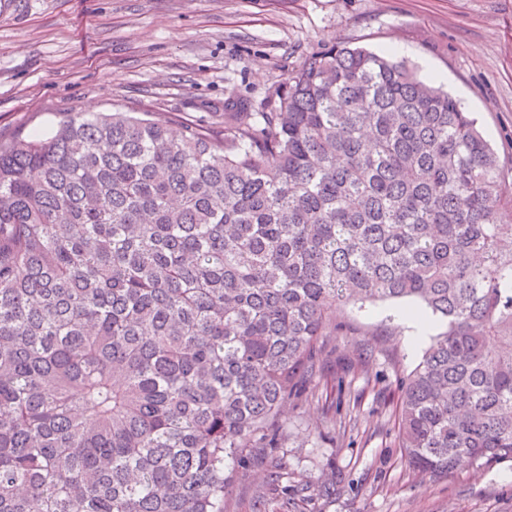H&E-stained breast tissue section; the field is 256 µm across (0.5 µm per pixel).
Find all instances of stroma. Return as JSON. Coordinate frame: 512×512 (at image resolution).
I'll return each instance as SVG.
<instances>
[{"label": "stroma", "mask_w": 512, "mask_h": 512, "mask_svg": "<svg viewBox=\"0 0 512 512\" xmlns=\"http://www.w3.org/2000/svg\"><path fill=\"white\" fill-rule=\"evenodd\" d=\"M337 43L405 61L447 89L512 162V0H0V139L115 108L220 134L234 104L273 111L288 76ZM400 308L337 310L318 379L286 409L292 495L273 490L257 448L225 512H512L510 461L463 463L436 481L409 467L399 385L445 324L413 341ZM329 479L335 491L319 492Z\"/></svg>", "instance_id": "stroma-1"}]
</instances>
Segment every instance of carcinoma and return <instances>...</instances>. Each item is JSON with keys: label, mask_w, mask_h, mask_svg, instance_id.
I'll return each instance as SVG.
<instances>
[{"label": "carcinoma", "mask_w": 512, "mask_h": 512, "mask_svg": "<svg viewBox=\"0 0 512 512\" xmlns=\"http://www.w3.org/2000/svg\"><path fill=\"white\" fill-rule=\"evenodd\" d=\"M224 136L114 110L0 142V512H224L336 307L439 318L408 465L512 461V175L404 62L336 45Z\"/></svg>", "instance_id": "cac0c4a2"}]
</instances>
